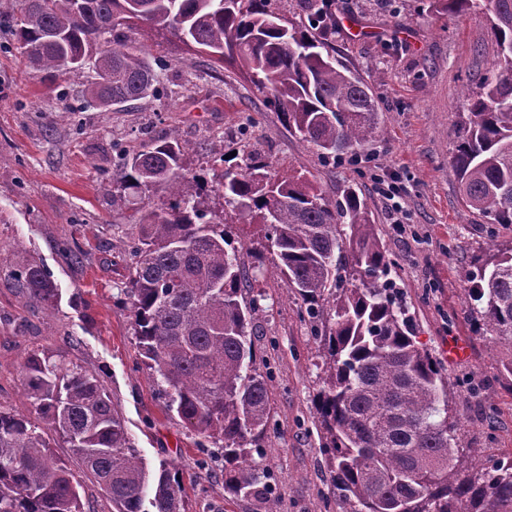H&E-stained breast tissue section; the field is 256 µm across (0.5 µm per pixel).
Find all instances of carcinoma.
<instances>
[{"instance_id":"cac0c4a2","label":"carcinoma","mask_w":512,"mask_h":512,"mask_svg":"<svg viewBox=\"0 0 512 512\" xmlns=\"http://www.w3.org/2000/svg\"><path fill=\"white\" fill-rule=\"evenodd\" d=\"M306 21L272 0H41L15 19L16 50L36 70L83 83V107L138 101L157 82L131 33L145 24L168 32L213 63L251 77L288 128L325 161L357 151L379 129L368 85L338 64L316 34L319 0H300ZM478 0H427L430 10L466 13ZM496 45L491 75L466 90L470 112L452 162L466 205L493 224H512V0H484ZM188 145L157 141L128 154L117 204L127 192L161 187L144 203L131 240L128 282L133 336L169 415L196 446L222 463L224 491L277 512L263 461L272 414L255 369L251 324L263 295L243 296L247 271L228 252L224 212L262 224L275 267L320 339L326 368L314 396L321 452L342 512H512V466L478 469L451 441L448 379L417 341L391 275V261L359 194L331 201L304 175L269 173L247 153L237 170L212 174L223 198L202 196L205 181L183 166ZM467 296L478 331L512 352V248L478 260ZM364 270L373 272L366 282ZM3 284L52 308L50 272L29 258H0ZM20 376L25 412L0 407V512H85L58 436L112 502V512H184L177 474L142 461L100 377L62 351L26 353Z\"/></svg>"}]
</instances>
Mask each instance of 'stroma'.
Masks as SVG:
<instances>
[{"mask_svg":"<svg viewBox=\"0 0 512 512\" xmlns=\"http://www.w3.org/2000/svg\"><path fill=\"white\" fill-rule=\"evenodd\" d=\"M20 7L21 0H0V253L46 265L60 299L46 309L0 283V407L27 408L19 381L26 352L64 350L101 374L141 457L180 473L186 512H263L260 501L225 494L223 474L166 415L119 302L128 275L125 230L140 201L112 204L117 151L175 137L191 147L184 165L192 172L220 158L237 166L250 147L269 159L272 173L305 174L328 198L355 189L396 262L392 276L418 339L450 379L456 446L470 449L476 465L512 453V382L500 372L507 352L475 332L464 295L476 259L512 245V224L488 223L470 209L451 163L467 110L462 87L479 86L495 59L483 9L451 16L423 10L421 0H335L319 34L369 85L380 121L352 165L321 160L236 67L213 68L206 56L146 27L139 44L148 58L167 62L159 98L61 117L64 104L79 103L80 86L26 67L14 46ZM376 174L400 186L397 204L377 193ZM225 225L242 243L245 265L258 267L253 287L266 296L251 338L273 400L264 465L279 512H341L324 503L331 482L312 402L324 376L320 342L277 274L265 228L230 213ZM67 247L78 260L64 258ZM452 345L460 355H449Z\"/></svg>","mask_w":512,"mask_h":512,"instance_id":"stroma-1","label":"stroma"}]
</instances>
